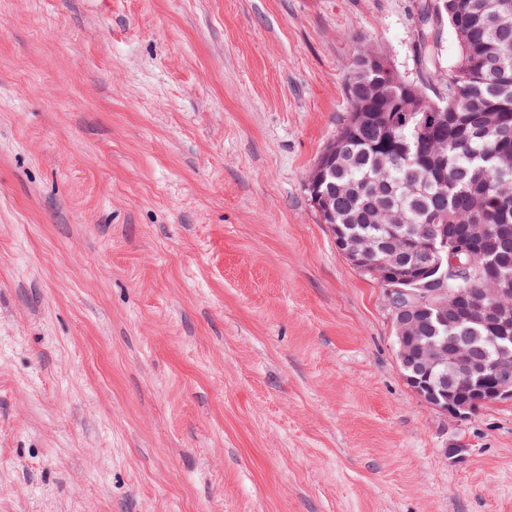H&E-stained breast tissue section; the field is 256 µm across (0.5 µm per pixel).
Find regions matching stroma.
Here are the masks:
<instances>
[{
  "instance_id": "stroma-1",
  "label": "stroma",
  "mask_w": 512,
  "mask_h": 512,
  "mask_svg": "<svg viewBox=\"0 0 512 512\" xmlns=\"http://www.w3.org/2000/svg\"><path fill=\"white\" fill-rule=\"evenodd\" d=\"M421 2L0 0V512H512L309 200Z\"/></svg>"
}]
</instances>
